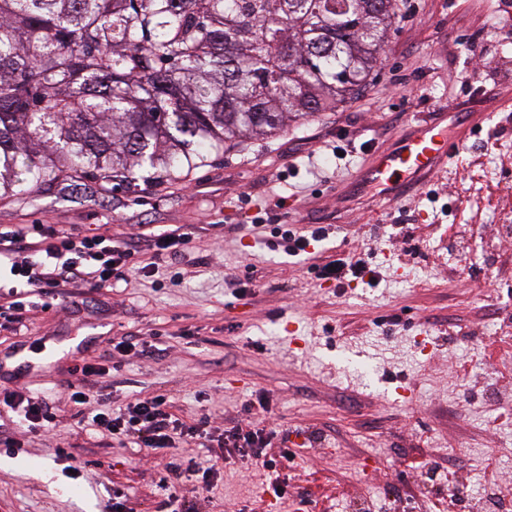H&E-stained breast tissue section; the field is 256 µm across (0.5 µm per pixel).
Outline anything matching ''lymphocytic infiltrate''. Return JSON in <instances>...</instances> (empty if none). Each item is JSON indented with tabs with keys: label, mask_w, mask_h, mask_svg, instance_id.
Masks as SVG:
<instances>
[{
	"label": "lymphocytic infiltrate",
	"mask_w": 512,
	"mask_h": 512,
	"mask_svg": "<svg viewBox=\"0 0 512 512\" xmlns=\"http://www.w3.org/2000/svg\"><path fill=\"white\" fill-rule=\"evenodd\" d=\"M328 227L313 225L300 229L289 225L281 230L289 255L310 253L317 279L339 281L351 276L364 278L368 270L359 254L333 259L310 252L311 243L328 238ZM133 246L120 247L98 234L65 232L51 224H32L27 228L0 226V269L8 270L10 279L4 288L11 302L0 315L10 323H22L27 312L36 309V297L61 295L73 284L92 288H109L122 280L125 268L137 255ZM0 406L7 408L29 428L47 435L45 402L28 397L23 391H0ZM89 426L122 437L147 453L159 455L175 445L176 438L203 439L202 429L181 422L167 408L164 396L139 400L119 411H102L88 416ZM272 434L266 427L243 430L230 428L223 434L224 461L228 464H262L268 470L289 467L295 454L280 449L271 454Z\"/></svg>",
	"instance_id": "lymphocytic-infiltrate-1"
}]
</instances>
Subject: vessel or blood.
<instances>
[{"label": "vessel or blood", "instance_id": "vessel-or-blood-1", "mask_svg": "<svg viewBox=\"0 0 512 512\" xmlns=\"http://www.w3.org/2000/svg\"><path fill=\"white\" fill-rule=\"evenodd\" d=\"M479 118V113H470L460 122V134L452 136L446 113H438L433 120L416 126L395 148L377 152L370 165L359 171V182L378 186L381 198L389 200L423 185L434 174L448 171L463 143L464 132Z\"/></svg>", "mask_w": 512, "mask_h": 512}]
</instances>
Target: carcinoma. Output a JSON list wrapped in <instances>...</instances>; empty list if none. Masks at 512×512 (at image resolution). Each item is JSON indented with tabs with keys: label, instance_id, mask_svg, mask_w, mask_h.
Here are the masks:
<instances>
[{
	"label": "carcinoma",
	"instance_id": "obj_1",
	"mask_svg": "<svg viewBox=\"0 0 512 512\" xmlns=\"http://www.w3.org/2000/svg\"><path fill=\"white\" fill-rule=\"evenodd\" d=\"M396 0H0V197L132 187L347 103Z\"/></svg>",
	"mask_w": 512,
	"mask_h": 512
}]
</instances>
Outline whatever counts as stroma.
I'll list each match as a JSON object with an SVG mask.
<instances>
[{
    "label": "stroma",
    "mask_w": 512,
    "mask_h": 512,
    "mask_svg": "<svg viewBox=\"0 0 512 512\" xmlns=\"http://www.w3.org/2000/svg\"><path fill=\"white\" fill-rule=\"evenodd\" d=\"M512 0H420L399 13L367 85L350 102L265 139L242 138L224 156L175 180L127 191L112 180H56L36 199L1 198L0 225L52 224L130 241L137 233L180 229L191 240L181 255H162L148 269L131 265L113 288L70 289L34 311L26 327L0 328V390L43 399L54 415V442L19 424L7 426L22 448L0 446V512H165V470L139 448L84 427L88 412L125 408L164 395L173 414L204 423L212 435L250 426L247 404L270 401L266 426L303 433L306 443L283 476L288 495L278 512H295L312 478L335 487L328 512L390 493L380 512H429L447 472H454L457 512H485L488 484L512 488V351L489 359L490 328H512V248L482 212L473 240L493 243L495 259H442L458 240L449 225L467 223L481 202L469 161L413 193L380 199L354 190V175L374 153L396 146L434 113L481 103L486 71L462 36L479 31L496 47L499 89L512 87V35L497 28V8ZM469 73L468 92L452 91L455 72ZM484 132L498 140L484 162L512 176V123L489 111ZM348 152L338 165L336 151ZM267 218L257 232L254 216ZM275 224H333L341 232L315 248L347 257L354 249L376 281L343 286L317 280L310 263L291 256ZM246 289L236 296L227 281ZM91 342L71 355V337ZM146 342V356L112 367L90 383L88 401L71 403L68 371L97 364L109 340ZM467 376H458L459 361ZM430 470L414 473L411 458ZM267 472L225 467L206 490L174 483L201 512H247Z\"/></svg>",
    "instance_id": "obj_1"
}]
</instances>
